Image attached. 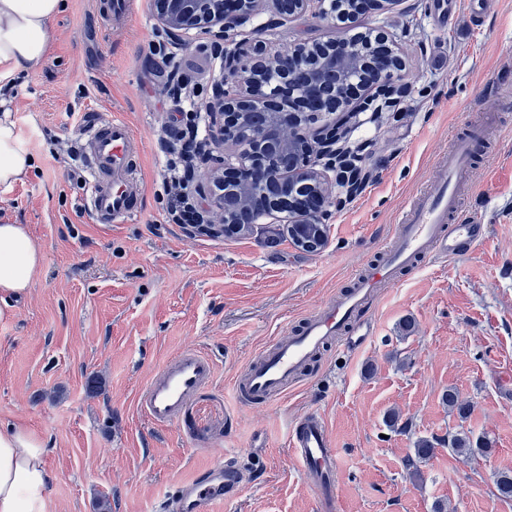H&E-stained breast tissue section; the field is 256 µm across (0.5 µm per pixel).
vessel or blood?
<instances>
[{"label":"vessel or blood","mask_w":512,"mask_h":512,"mask_svg":"<svg viewBox=\"0 0 512 512\" xmlns=\"http://www.w3.org/2000/svg\"><path fill=\"white\" fill-rule=\"evenodd\" d=\"M86 141L84 207L101 224L124 222L138 212V189L132 178L139 141L117 117L89 121ZM471 138L455 139L442 162L434 188L405 203L393 237L375 260L360 267L345 290L337 292L287 336L270 342L261 355L234 379L239 401H274L298 380L311 359L334 344L354 353L372 334L366 314L381 289L395 285L402 270L424 260L463 256L485 239V227L461 224L463 188L470 183ZM213 361L194 348L182 350L161 366L145 386L139 407L146 418L163 426L178 420L192 396L214 378ZM288 443L302 474L318 497L322 512H335L339 457L324 419L306 412L292 422ZM237 451H229L164 496L161 512H213L215 504L243 487Z\"/></svg>","instance_id":"b4317fda"}]
</instances>
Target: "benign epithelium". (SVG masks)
Returning <instances> with one entry per match:
<instances>
[{"mask_svg":"<svg viewBox=\"0 0 512 512\" xmlns=\"http://www.w3.org/2000/svg\"><path fill=\"white\" fill-rule=\"evenodd\" d=\"M330 7H325V2ZM237 8L225 10L227 0H154L155 20L172 41H179L192 28L210 38V49L222 57L223 71L212 88L206 111L211 119V140L196 157V165L206 170V178L191 192L208 200L204 222L188 226L191 233L223 234L232 223V208L225 193H236V208L260 215L288 214L290 224H324L329 189L319 168L331 169L343 163L340 142L344 138L347 116L327 121L312 129L320 115L334 112L336 88L313 81L297 87L295 73L284 64L285 54L266 52L258 44L237 39L238 28L249 23L265 4L286 20L315 7V14L336 26V0H233ZM323 51V64L332 74L355 66L371 72L379 95L391 93L399 55L390 49L376 60L365 56L351 60L348 43L328 36L302 45L292 53L298 64L308 46ZM297 99L306 105L302 112L288 111L287 102ZM262 110L271 115L265 125L250 124L251 113ZM276 182L295 186L300 207H289L282 196L260 199L258 183Z\"/></svg>","mask_w":512,"mask_h":512,"instance_id":"7a95c632","label":"benign epithelium"}]
</instances>
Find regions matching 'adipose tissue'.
Instances as JSON below:
<instances>
[{"mask_svg": "<svg viewBox=\"0 0 512 512\" xmlns=\"http://www.w3.org/2000/svg\"><path fill=\"white\" fill-rule=\"evenodd\" d=\"M63 0H0V87L38 65L50 43V21ZM15 125L0 120V184L12 185L30 168ZM42 262L22 224H0V321L15 315L14 298L27 293ZM40 436L16 423L0 427V512H45L50 475Z\"/></svg>", "mask_w": 512, "mask_h": 512, "instance_id": "obj_1", "label": "adipose tissue"}]
</instances>
